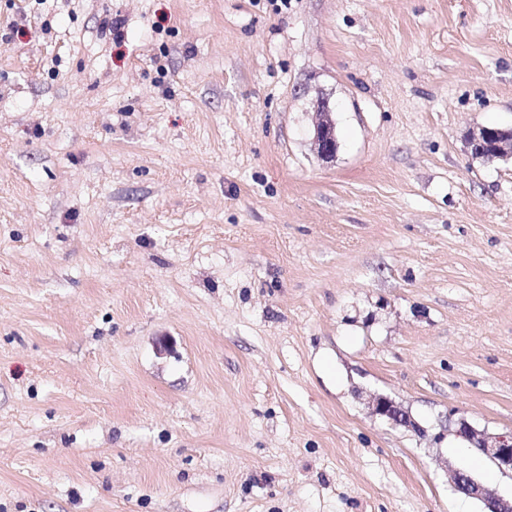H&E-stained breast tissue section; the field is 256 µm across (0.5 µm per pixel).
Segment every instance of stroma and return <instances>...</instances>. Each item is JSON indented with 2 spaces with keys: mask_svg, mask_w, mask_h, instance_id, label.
Returning <instances> with one entry per match:
<instances>
[{
  "mask_svg": "<svg viewBox=\"0 0 512 512\" xmlns=\"http://www.w3.org/2000/svg\"><path fill=\"white\" fill-rule=\"evenodd\" d=\"M487 126L512 0H0V512H486L447 423L512 434Z\"/></svg>",
  "mask_w": 512,
  "mask_h": 512,
  "instance_id": "obj_1",
  "label": "stroma"
}]
</instances>
